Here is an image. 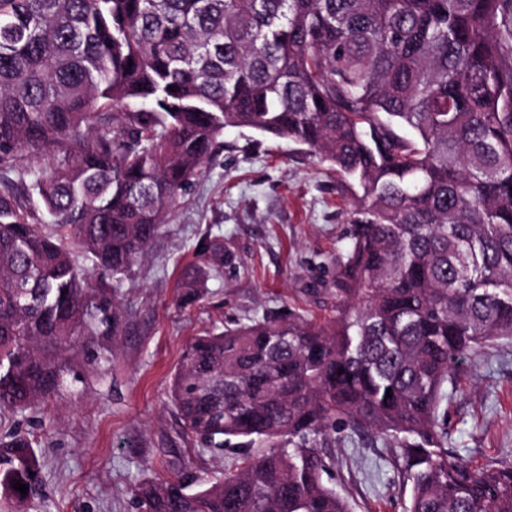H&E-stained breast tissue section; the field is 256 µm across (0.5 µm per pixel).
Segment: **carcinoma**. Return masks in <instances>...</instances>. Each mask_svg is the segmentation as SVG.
I'll use <instances>...</instances> for the list:
<instances>
[{
    "label": "carcinoma",
    "instance_id": "obj_1",
    "mask_svg": "<svg viewBox=\"0 0 512 512\" xmlns=\"http://www.w3.org/2000/svg\"><path fill=\"white\" fill-rule=\"evenodd\" d=\"M227 128L356 187L336 315L187 341L171 403L241 466L139 479L136 512H351L340 431L383 440L405 512H512V464L451 453L443 408L459 360L512 339V0H0V174L51 224L0 178V413L110 368L125 281ZM202 251L183 307L224 264L219 240ZM41 482L30 437L0 440V490Z\"/></svg>",
    "mask_w": 512,
    "mask_h": 512
}]
</instances>
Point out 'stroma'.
I'll return each mask as SVG.
<instances>
[{
  "label": "stroma",
  "mask_w": 512,
  "mask_h": 512,
  "mask_svg": "<svg viewBox=\"0 0 512 512\" xmlns=\"http://www.w3.org/2000/svg\"><path fill=\"white\" fill-rule=\"evenodd\" d=\"M355 197L328 164L296 143L249 129L224 133V150L177 199L124 288L119 352L83 393L63 392L39 418L0 414V437L29 433L42 465L37 507L0 499V512H131L142 478L213 477L237 464L189 439L167 399L170 377L192 336L266 311L334 316L332 263L347 243ZM220 240L224 266L201 299L175 303L200 245ZM448 445L474 466L512 463V340L471 352L448 392ZM333 482L352 512H403L383 442L337 443Z\"/></svg>",
  "instance_id": "stroma-1"
}]
</instances>
